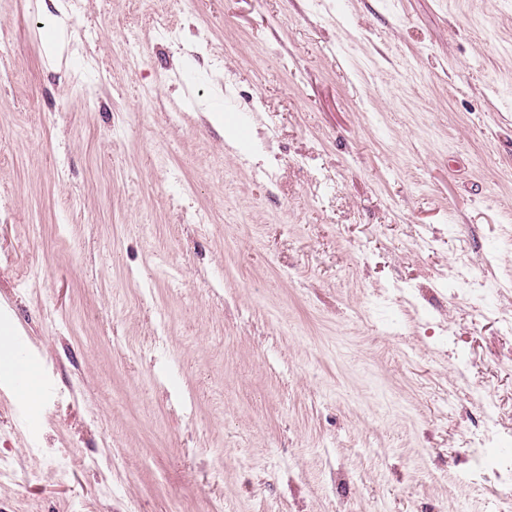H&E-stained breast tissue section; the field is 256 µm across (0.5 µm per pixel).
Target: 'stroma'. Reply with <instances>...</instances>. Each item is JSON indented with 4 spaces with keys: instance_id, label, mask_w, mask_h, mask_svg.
Segmentation results:
<instances>
[{
    "instance_id": "obj_1",
    "label": "stroma",
    "mask_w": 512,
    "mask_h": 512,
    "mask_svg": "<svg viewBox=\"0 0 512 512\" xmlns=\"http://www.w3.org/2000/svg\"><path fill=\"white\" fill-rule=\"evenodd\" d=\"M507 319L512 0H0V512H489ZM487 425L483 439L470 448L472 461L471 477L472 480L485 479V472L491 470L498 484L506 487L508 492L502 496L499 502V512H509L512 509L511 488H512V461L504 460L498 456L491 459L486 450V443L493 440L497 435L498 415L496 406L493 402L486 404Z\"/></svg>"
}]
</instances>
